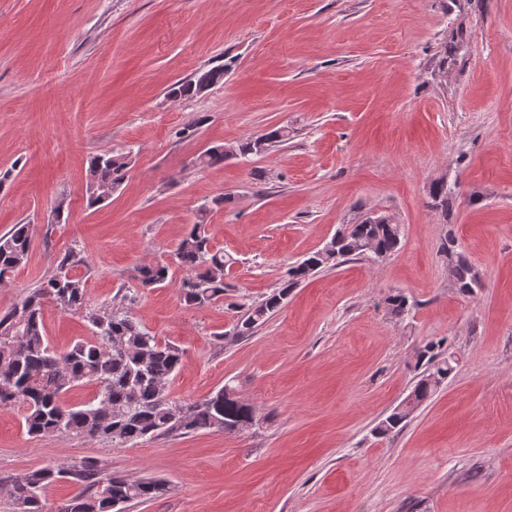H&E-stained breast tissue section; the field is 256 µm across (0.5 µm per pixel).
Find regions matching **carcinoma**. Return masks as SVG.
<instances>
[{"mask_svg": "<svg viewBox=\"0 0 512 512\" xmlns=\"http://www.w3.org/2000/svg\"><path fill=\"white\" fill-rule=\"evenodd\" d=\"M224 83V65L201 70L175 84L169 94L193 98ZM288 140V130L274 129L248 137L237 147H212L200 164L214 166L229 156L248 161ZM129 153L105 152L90 159L87 177L88 202H103L100 187L111 190L125 179ZM432 207L448 212V181L433 182L429 189ZM206 207L199 208L198 221L179 242L174 263L183 270L179 291L189 308H203L224 298V252L214 249L207 231ZM32 225L15 224L0 235V283H7L29 258ZM400 242L398 225L382 216H369L358 224H345L319 250L288 269V280L238 319L234 335L247 337L282 308L290 291L310 274L335 268L351 257L378 262L391 255ZM453 256L451 272L457 288L473 293L482 279L469 258L448 240ZM85 264L80 252L70 249L56 262L48 279L32 288L13 306L0 310V409L21 407L27 435L77 436L117 446L134 445L145 438L198 431L235 433L254 414L251 404L237 396L235 387H223L190 402H177L168 394V384L178 371L183 350L163 342L146 330L129 312L119 308L93 307L87 302L86 281L73 274ZM171 266L166 262L143 264L133 278L149 291L166 283ZM52 303L63 311L78 312L92 336L82 338L66 351L52 347L43 322L44 307ZM426 373L412 393L419 402L430 398L452 370L448 359L438 358L430 346L422 354ZM94 382V397L78 405L65 403L73 387ZM67 480L79 491L62 503L45 499L48 486ZM15 512H113L112 502L146 503L162 496L167 487L153 478L130 479L105 472L93 460L62 466L49 464L9 481Z\"/></svg>", "mask_w": 512, "mask_h": 512, "instance_id": "obj_1", "label": "carcinoma"}]
</instances>
